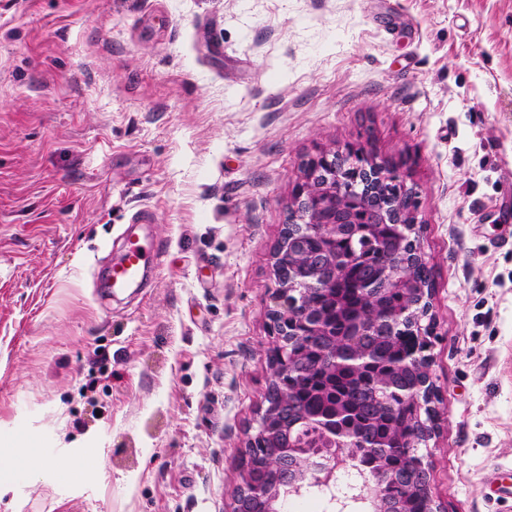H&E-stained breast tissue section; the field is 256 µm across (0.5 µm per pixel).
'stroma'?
Wrapping results in <instances>:
<instances>
[{
  "mask_svg": "<svg viewBox=\"0 0 512 512\" xmlns=\"http://www.w3.org/2000/svg\"><path fill=\"white\" fill-rule=\"evenodd\" d=\"M326 147L417 197L436 505L512 512V0H0V512H234ZM149 262V251L139 239H129L122 261L111 268L110 288H131L142 280Z\"/></svg>",
  "mask_w": 512,
  "mask_h": 512,
  "instance_id": "stroma-1",
  "label": "stroma"
}]
</instances>
